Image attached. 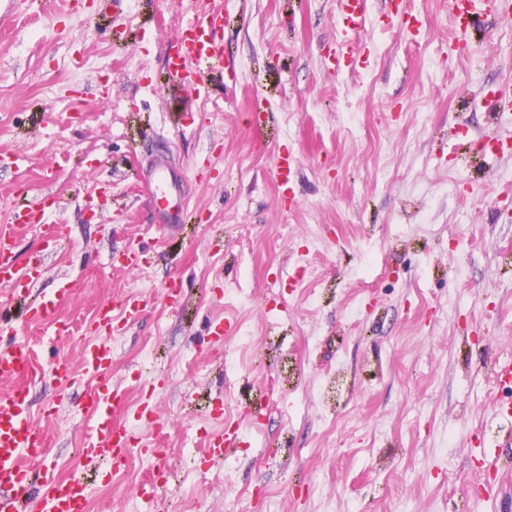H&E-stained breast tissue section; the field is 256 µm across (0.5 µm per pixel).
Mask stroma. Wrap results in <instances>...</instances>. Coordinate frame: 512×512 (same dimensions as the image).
Wrapping results in <instances>:
<instances>
[{"instance_id":"obj_1","label":"stroma","mask_w":512,"mask_h":512,"mask_svg":"<svg viewBox=\"0 0 512 512\" xmlns=\"http://www.w3.org/2000/svg\"><path fill=\"white\" fill-rule=\"evenodd\" d=\"M212 5L237 79L198 100L166 63L186 18ZM336 7L0 0V225L46 199L66 233L51 247L28 227L19 263L43 259L47 293L76 281L61 313L85 326L116 294L155 299L112 337L107 374L143 464L102 469L87 512H512V423L493 412L512 390L482 359L512 345V155H450L458 139L512 134V113L483 102L512 77V21L474 42L448 0H411L406 34L369 0L364 62L340 72ZM158 158L185 176L192 217L175 230L142 181ZM174 277L178 308L163 299ZM0 319L43 369L80 368L81 344L22 307ZM90 388H33L51 443L36 469L78 466ZM144 410L175 432L155 438ZM237 429L236 452L202 465L205 438ZM162 469L155 497H137Z\"/></svg>"}]
</instances>
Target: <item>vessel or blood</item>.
<instances>
[{
    "label": "vessel or blood",
    "mask_w": 512,
    "mask_h": 512,
    "mask_svg": "<svg viewBox=\"0 0 512 512\" xmlns=\"http://www.w3.org/2000/svg\"><path fill=\"white\" fill-rule=\"evenodd\" d=\"M336 24L345 31L361 32L368 13V0H337ZM455 27L477 29L484 16L512 19V0H451ZM223 27L221 9L197 11L184 30L180 50L167 60V70L173 82L191 96L204 99L209 93V74L224 73V57L218 34ZM490 114L512 111V79L504 78L489 85L485 95ZM146 180L153 199L158 200L160 223L176 226L182 223L185 207L183 178L166 160L154 161L146 170ZM40 224L45 228L47 242L56 244L64 235L59 225L49 223L45 202L38 201L16 213L11 223L0 225V283L12 284L10 294L0 295V308L11 306L31 293L43 276L42 261L19 265L16 258L18 228ZM148 306L146 299L135 295L113 300L100 308L90 336L84 337L81 370L71 368L66 360L53 367L58 383H67L83 374L104 377L112 366V351L107 340L117 330L118 321H138ZM56 300L52 297L34 299L26 310L28 319L52 324L56 321ZM44 371L34 364L31 350L17 341L0 349V381L10 387L0 392V512H26L30 501H37L39 512H86L90 485L86 476L67 477L36 475L31 463L48 455L45 436L38 427L29 398V387L43 379ZM120 392L105 398L90 394L86 409L94 417L93 426L85 433L79 450L97 464L126 452L134 437L126 420L117 411ZM239 445L234 433H218L203 444L204 461L223 462Z\"/></svg>",
    "instance_id": "b4317fda"
}]
</instances>
